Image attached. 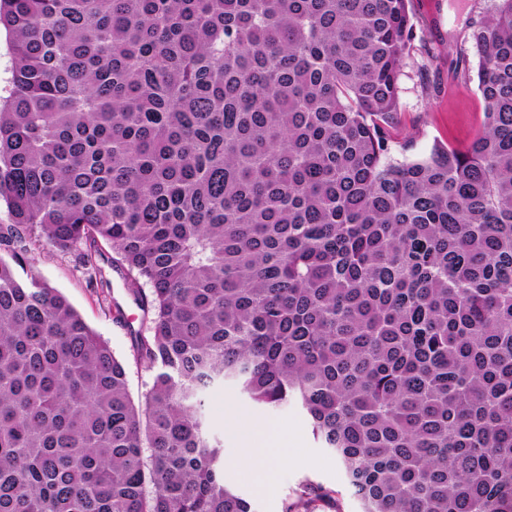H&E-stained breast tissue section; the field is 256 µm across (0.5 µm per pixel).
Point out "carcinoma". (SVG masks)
Masks as SVG:
<instances>
[{"label":"carcinoma","mask_w":512,"mask_h":512,"mask_svg":"<svg viewBox=\"0 0 512 512\" xmlns=\"http://www.w3.org/2000/svg\"><path fill=\"white\" fill-rule=\"evenodd\" d=\"M410 0H0V512H253L207 390L296 404L363 512H512V0L484 121L397 161ZM101 245L126 367L55 288ZM31 248L34 261L31 268H27L28 273L38 275L62 293L88 326L107 342L126 365L129 392L137 400L151 384L153 372L136 364L132 336L138 331L147 335L149 322L126 290L125 272L112 266V249L102 245V257L98 258L102 276L109 284L102 290L88 286L73 254L59 252L43 240ZM127 317L134 318L132 324Z\"/></svg>","instance_id":"cac0c4a2"}]
</instances>
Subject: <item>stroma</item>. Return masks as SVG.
<instances>
[{
    "label": "stroma",
    "mask_w": 512,
    "mask_h": 512,
    "mask_svg": "<svg viewBox=\"0 0 512 512\" xmlns=\"http://www.w3.org/2000/svg\"><path fill=\"white\" fill-rule=\"evenodd\" d=\"M494 6L495 0H411L416 39L398 79L397 132L412 146L395 150V158L424 156L437 142L466 146L480 129L483 106L472 33ZM32 255V273L62 293L107 342L126 366L131 395L140 397L152 374L136 364L132 337L146 331L148 321L126 290L124 271L113 266L111 248L103 247L98 260L108 283L104 289L89 287L74 255L47 242L36 243ZM207 395L210 428L224 438V482L252 498L256 512H285L306 486L311 489L310 512H361L339 461L317 447L299 407L264 412L237 399L229 386L212 387ZM268 428L277 432L278 447L287 460L264 481L254 466L245 463L242 451L247 438Z\"/></svg>",
    "instance_id": "1"
}]
</instances>
